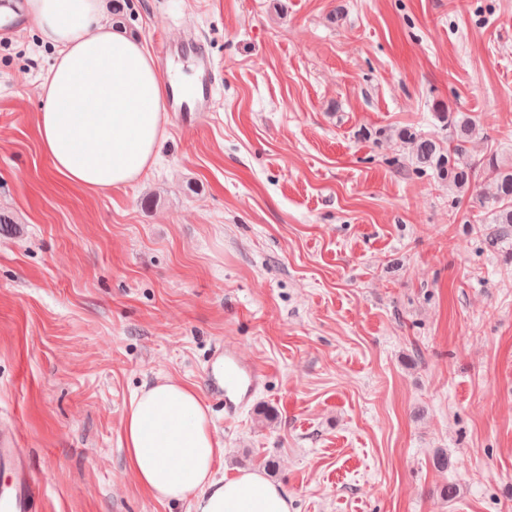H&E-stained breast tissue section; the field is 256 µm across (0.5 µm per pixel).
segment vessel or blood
I'll return each instance as SVG.
<instances>
[{
	"label": "vessel or blood",
	"instance_id": "b4317fda",
	"mask_svg": "<svg viewBox=\"0 0 512 512\" xmlns=\"http://www.w3.org/2000/svg\"><path fill=\"white\" fill-rule=\"evenodd\" d=\"M198 80L193 101H184L180 90L169 89L168 104L174 112H205L211 105L214 80L209 56H195ZM266 378L263 365L242 356L235 344L216 346L210 356L205 386L210 397L224 402L225 420L239 416ZM36 493L29 461L16 444L14 433L0 430V512H34Z\"/></svg>",
	"mask_w": 512,
	"mask_h": 512
}]
</instances>
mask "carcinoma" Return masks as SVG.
Segmentation results:
<instances>
[{"mask_svg": "<svg viewBox=\"0 0 512 512\" xmlns=\"http://www.w3.org/2000/svg\"><path fill=\"white\" fill-rule=\"evenodd\" d=\"M438 117L448 126V150L443 152L435 141L416 136L414 140L419 163L436 170L448 178V184L460 190L470 188L481 175L492 179L496 188L493 223L504 225V231L511 234L512 167L501 166L494 156L479 164L469 162L466 159V143L476 131V121L462 112H440Z\"/></svg>", "mask_w": 512, "mask_h": 512, "instance_id": "obj_1", "label": "carcinoma"}]
</instances>
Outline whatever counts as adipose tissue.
Segmentation results:
<instances>
[{
  "label": "adipose tissue",
  "instance_id": "1",
  "mask_svg": "<svg viewBox=\"0 0 512 512\" xmlns=\"http://www.w3.org/2000/svg\"><path fill=\"white\" fill-rule=\"evenodd\" d=\"M103 0H27L41 41L56 52L41 90L39 127L54 173L84 189L139 179L165 130L164 87L142 44L112 30ZM129 470L161 502L189 512H291L287 491L256 471L227 479L224 450L198 392L162 379L131 401L120 436Z\"/></svg>",
  "mask_w": 512,
  "mask_h": 512
}]
</instances>
